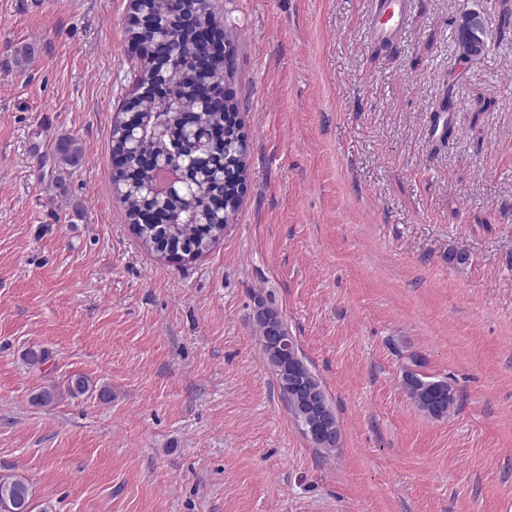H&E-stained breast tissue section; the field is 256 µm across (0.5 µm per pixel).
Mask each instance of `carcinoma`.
<instances>
[{"label": "carcinoma", "mask_w": 512, "mask_h": 512, "mask_svg": "<svg viewBox=\"0 0 512 512\" xmlns=\"http://www.w3.org/2000/svg\"><path fill=\"white\" fill-rule=\"evenodd\" d=\"M177 10L169 9L165 15V25L158 30L140 32L134 16H129V38L139 44H145L146 53L142 56L140 75L137 85H145L165 75L166 81L173 85L175 96L173 102L165 107L152 106L145 112L146 138L141 142V152L148 153L161 162L173 153L184 154V161L189 163L190 183L181 192L185 197H192L189 205H183L176 197L169 203V208L177 214L170 224L155 226L148 224L142 230V237L150 248L155 244L173 243L183 248L181 254L199 255L210 248L224 236V213L213 211L207 205L208 198L214 193H222L228 199L237 196L236 187L224 183V170L220 163H201L200 156L211 154L218 158L239 153L240 142L233 131H228L226 146L203 145L183 132L177 110L186 111L198 108V79L194 72L191 56L187 51L176 52L191 41V32L182 28L176 17ZM500 37L512 40V3L502 0ZM156 54H164L175 58L173 66L161 71L153 64L151 58ZM58 153L61 160L68 165H76L82 158L83 151L75 139L64 141ZM119 198L125 204L129 223L137 221L140 205L150 199V191L146 188L139 174L126 175L119 185ZM254 324L259 347L268 362L277 366L279 394L288 408V412L300 426L306 429L307 424L300 417V411L306 406V388L298 387L305 382L310 386L320 387L322 381L303 361L298 345H293L292 355L282 359L276 358L272 346L267 342L263 320L271 319L280 327L284 322L279 313L266 306L261 299L255 300ZM422 363L411 359V365L402 375L404 389L412 403L424 414L434 419L449 417L457 409V391L447 380L436 379L420 371ZM90 389V381L83 375H73L66 380L64 391L77 398ZM33 490L28 481L17 474L0 476V512H33Z\"/></svg>", "instance_id": "carcinoma-1"}]
</instances>
